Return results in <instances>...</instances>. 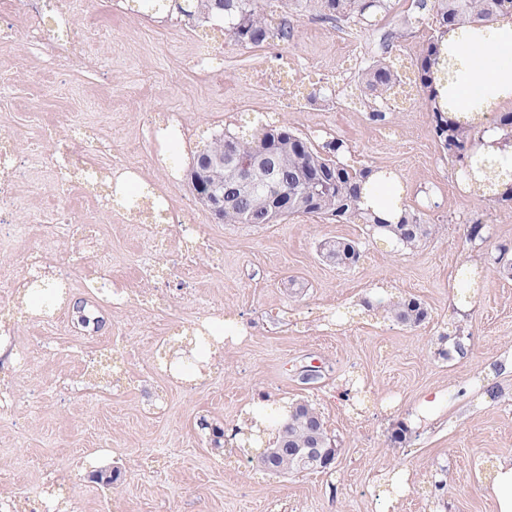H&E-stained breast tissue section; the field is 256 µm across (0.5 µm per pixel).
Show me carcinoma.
<instances>
[{
    "label": "carcinoma",
    "instance_id": "carcinoma-1",
    "mask_svg": "<svg viewBox=\"0 0 512 512\" xmlns=\"http://www.w3.org/2000/svg\"><path fill=\"white\" fill-rule=\"evenodd\" d=\"M322 17L330 22L347 21L356 16L366 17L389 8V0H318ZM179 14L202 26L212 21L224 23V33L234 43L250 47L265 43L287 42L292 31L273 29L267 22L261 0H187L178 6ZM431 11L437 29L429 37L416 58V73L420 86L428 92L434 133L443 151L458 166L461 179L468 180L476 172L498 170L500 188L488 193L490 201L512 203V167L497 156L481 150L485 130L464 118L453 106H445L436 88L438 73L448 70L454 80L462 54L441 59L444 37L451 30L482 27L500 16H512V0H431ZM397 75L384 63H376L366 72L364 89L379 96L396 85ZM501 132L502 149L512 147V112H501L493 123ZM343 144L332 140L317 149L311 141L287 126H258L242 135L218 133L201 150L196 159L203 160L217 153L224 154V164L205 169V182L223 193L233 187L228 181L231 166H245L250 160L267 153L275 165V179H270L265 167L253 165L249 174L255 190L228 194L219 219L226 224H272L290 215H322L338 224H365L379 237L406 248L428 239L435 225L425 219L420 210L403 209L399 220L388 224L378 220L361 206L363 182L373 176V170L355 168L340 160ZM288 192V210L274 209L273 196ZM320 253L338 267H348L360 258L357 244L347 239L322 243ZM391 317L404 326H415L427 316L426 310L414 298H401L388 303ZM277 434L272 445L259 458L260 467L273 475L302 473L312 466L299 464L294 450L328 446V434L321 414L306 403H293L288 415L275 423Z\"/></svg>",
    "mask_w": 512,
    "mask_h": 512
}]
</instances>
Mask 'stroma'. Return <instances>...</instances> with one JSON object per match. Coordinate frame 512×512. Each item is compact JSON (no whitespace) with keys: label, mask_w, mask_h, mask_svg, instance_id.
Instances as JSON below:
<instances>
[{"label":"stroma","mask_w":512,"mask_h":512,"mask_svg":"<svg viewBox=\"0 0 512 512\" xmlns=\"http://www.w3.org/2000/svg\"><path fill=\"white\" fill-rule=\"evenodd\" d=\"M430 9L419 0H391L373 21L331 25L317 0H292L290 49L316 63L312 97L292 104L286 90L243 72L262 73L272 48L224 43V69L199 75L187 54L188 34L112 10V0H82L75 32L97 30L91 63L49 64L48 52L23 32L0 43V131L15 133L17 151L45 128L90 121L107 151L127 146L143 180L159 179L145 164L152 148L145 115L178 112L187 141L166 146L180 154L172 202L224 250L192 260L194 278L174 272L160 281L163 308L140 306L130 293L137 260L150 249L139 225L111 223L104 207L71 193L57 197L44 168L13 185L15 231L0 242V263L19 278L41 248L56 258L77 246L63 224L43 217L64 208L92 218L124 302L89 299L74 281L69 300L87 302L89 324L30 322L0 288V309L16 323L15 344L31 363L0 368V386L35 394L22 409L0 408V498L25 512H495L488 479L512 454V277L499 274L501 248L512 249V208L460 192L455 169L433 133L426 99L407 112H386L365 95L368 65L384 61L385 44L404 37L420 50L432 34ZM364 51L349 82L362 97L344 107L341 59ZM269 109L314 145L345 144L343 159L358 168L391 171L401 179L404 205L425 213L438 230L406 248L377 239L362 224H336L295 215L275 224H224L198 199L188 178L194 155L214 133L252 125ZM385 112L382 122L371 120ZM482 237L467 239L473 222ZM343 238L360 248L358 263L340 268L319 253L321 242ZM479 268L480 285L462 281V267ZM417 299L427 312L417 326L395 322L383 304ZM224 307L230 336L195 385L176 382L153 366L176 327L193 323L207 304ZM129 356L118 382L85 375L81 355L106 362L111 343ZM312 369L316 380L300 376ZM440 395L434 420L423 399ZM305 401L321 412L336 443L334 463L318 472L275 476L251 465L256 451L212 440V426L239 427L248 406ZM118 470L111 489L96 470Z\"/></svg>","instance_id":"obj_1"}]
</instances>
